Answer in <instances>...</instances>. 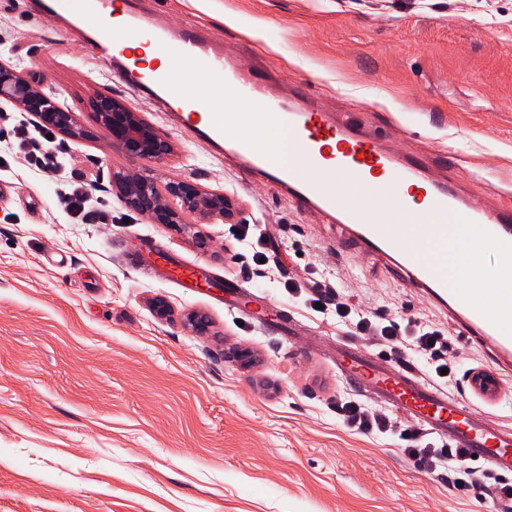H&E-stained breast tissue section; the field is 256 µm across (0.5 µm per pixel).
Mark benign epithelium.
<instances>
[{
	"mask_svg": "<svg viewBox=\"0 0 512 512\" xmlns=\"http://www.w3.org/2000/svg\"><path fill=\"white\" fill-rule=\"evenodd\" d=\"M0 98L21 112L37 116L44 126L70 138L78 139L85 135L75 112L62 107L55 97L2 62ZM92 104L97 124L109 140L121 146L129 157L159 163L173 152V145L167 137L118 99L100 93ZM112 181L127 207L139 211L140 201L150 202V216L158 224H182L183 215L187 212L203 221L214 218L230 220L234 216L233 204L226 195L206 192L189 179H172L161 187L157 182L143 178L139 171L128 170L113 175Z\"/></svg>",
	"mask_w": 512,
	"mask_h": 512,
	"instance_id": "obj_1",
	"label": "benign epithelium"
}]
</instances>
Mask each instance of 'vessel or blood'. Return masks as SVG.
<instances>
[{"label":"vessel or blood","mask_w":512,"mask_h":512,"mask_svg":"<svg viewBox=\"0 0 512 512\" xmlns=\"http://www.w3.org/2000/svg\"><path fill=\"white\" fill-rule=\"evenodd\" d=\"M109 7L110 0H37L33 16L62 25L92 49L107 75L123 78L137 95L158 101L185 134L236 154L327 223L353 225L366 251L391 259L408 287L429 289L454 312L460 335L483 336L512 351V285L477 296L441 259L462 243L470 254L492 256L498 268L511 269L512 206L493 209L463 194L457 161L435 173L425 158L383 147L350 114L323 112L302 95L272 96L261 76L227 61L223 42L195 25L172 30L139 13L128 0L122 21L111 26L106 22ZM137 38L156 45L168 66L145 64L132 46ZM186 66L203 79L200 94L182 93L176 76ZM218 86L260 103L258 124L288 131L293 144L289 161L241 143L232 115L211 95ZM162 276L193 291L201 285L203 269L169 257ZM336 366L348 380L378 390L385 403L401 409L422 430L463 449L465 464L478 459L512 476L511 430L401 369L374 364L362 351L341 350Z\"/></svg>","instance_id":"b4317fda"}]
</instances>
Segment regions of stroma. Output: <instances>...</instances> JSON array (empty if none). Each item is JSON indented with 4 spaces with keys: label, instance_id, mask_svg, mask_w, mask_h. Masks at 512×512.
I'll return each instance as SVG.
<instances>
[{
    "label": "stroma",
    "instance_id": "obj_1",
    "mask_svg": "<svg viewBox=\"0 0 512 512\" xmlns=\"http://www.w3.org/2000/svg\"><path fill=\"white\" fill-rule=\"evenodd\" d=\"M177 29L224 42L234 63L273 76L281 96L314 92L355 113L405 155L455 156L466 191L512 205V0H137ZM0 62L76 112L82 139L56 135L76 179L112 209L69 223L61 177L0 162V512H478L467 490L415 466L399 435L347 426L336 402L380 401L336 369L337 345L401 363L512 429V357L493 360L446 310L406 287L386 259L303 210L277 184L174 129L152 101L107 78L85 47L0 0ZM120 99L174 144L159 182L188 178L227 195V223L158 224L129 209L112 175L133 168L93 117ZM213 273L189 293L136 270L137 248ZM277 249L278 262L263 260ZM343 279L378 318L446 332L447 379L289 296L285 278ZM170 313L157 316L152 303ZM205 316L207 332L188 323ZM495 380L485 393L470 382Z\"/></svg>",
    "mask_w": 512,
    "mask_h": 512
}]
</instances>
